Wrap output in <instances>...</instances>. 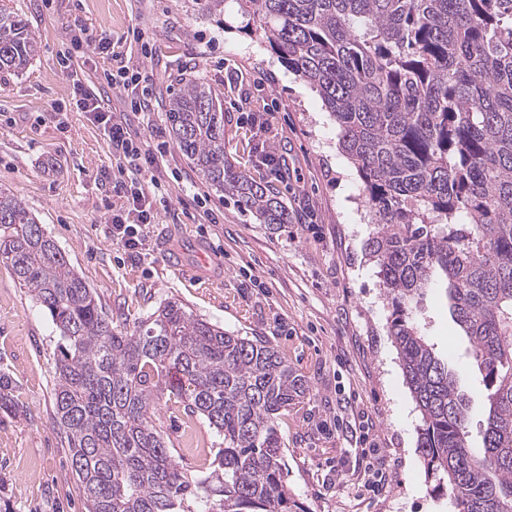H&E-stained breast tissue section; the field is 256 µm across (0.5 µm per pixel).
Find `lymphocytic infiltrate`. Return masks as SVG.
<instances>
[{"label": "lymphocytic infiltrate", "instance_id": "1", "mask_svg": "<svg viewBox=\"0 0 512 512\" xmlns=\"http://www.w3.org/2000/svg\"><path fill=\"white\" fill-rule=\"evenodd\" d=\"M106 79L111 88L131 93L130 115L115 117L104 97L80 84L75 87L76 107L94 114L108 134L113 157L120 163L112 190L125 199L126 205L112 215V241L133 250L141 243L142 228L156 219L153 201L162 196L163 184L155 175L158 157L144 147L131 118L154 111L156 97L146 77L126 64L116 63Z\"/></svg>", "mask_w": 512, "mask_h": 512}]
</instances>
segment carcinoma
I'll use <instances>...</instances> for the list:
<instances>
[{
	"instance_id": "carcinoma-1",
	"label": "carcinoma",
	"mask_w": 512,
	"mask_h": 512,
	"mask_svg": "<svg viewBox=\"0 0 512 512\" xmlns=\"http://www.w3.org/2000/svg\"><path fill=\"white\" fill-rule=\"evenodd\" d=\"M288 70L318 91L365 184L368 243L391 296L389 333L421 415L425 472L454 512H512V0H240ZM37 40L0 7V71ZM182 154L266 224L288 223L269 186L224 154V103L194 79L167 115ZM0 260L47 311L59 341L54 404L86 512H304L284 480L275 421L308 387L267 339L160 306L133 332L112 326L26 204L0 187ZM444 286L483 382L474 397L416 312ZM176 393L224 436L210 472L187 474L153 424Z\"/></svg>"
}]
</instances>
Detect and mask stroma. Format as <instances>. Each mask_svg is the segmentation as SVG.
<instances>
[{"instance_id": "35a3bbf8", "label": "stroma", "mask_w": 512, "mask_h": 512, "mask_svg": "<svg viewBox=\"0 0 512 512\" xmlns=\"http://www.w3.org/2000/svg\"><path fill=\"white\" fill-rule=\"evenodd\" d=\"M34 32L38 52L21 72H0V186L36 215L113 325L134 331L160 304L238 336H263L306 382L300 403L277 420L289 491L305 512H451L417 449L421 415L388 334L393 307L367 244L375 232L364 183L339 147L340 129L311 85L288 71L237 0H0ZM109 38L126 64L146 73L160 103L134 128L160 150L166 186L138 253L114 245L107 220L117 161L101 125L72 104L73 82L108 96L105 63L74 38ZM200 78L224 103V149L240 170L268 182L288 208L266 224L206 182L177 148L167 121L173 88ZM284 154V177L262 166ZM181 254L162 259L163 244ZM218 249L208 268L198 254ZM418 318L437 351L463 366L477 403L469 420L482 445V377L452 320L444 289L426 292ZM57 333L47 312L0 262V370L16 401L0 409V512H85L70 448L54 408ZM373 426L358 434L362 416ZM154 423L184 471L198 474L223 438L182 402L162 394ZM392 464L385 493L367 489V448Z\"/></svg>"}]
</instances>
